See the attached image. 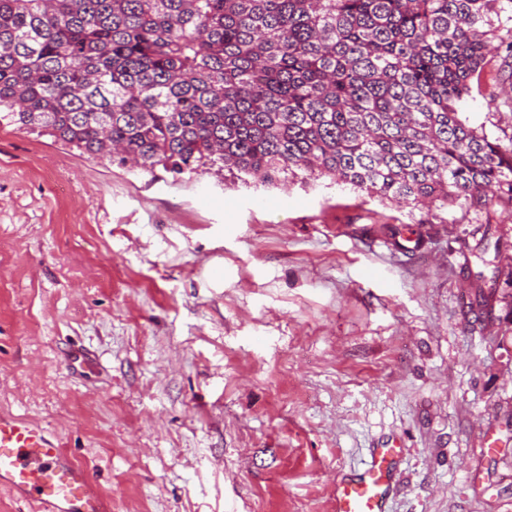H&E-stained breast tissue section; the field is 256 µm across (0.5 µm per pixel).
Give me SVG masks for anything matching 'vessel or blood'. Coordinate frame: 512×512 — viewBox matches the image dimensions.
<instances>
[{
  "mask_svg": "<svg viewBox=\"0 0 512 512\" xmlns=\"http://www.w3.org/2000/svg\"><path fill=\"white\" fill-rule=\"evenodd\" d=\"M395 446L374 449L370 464L336 484L334 512H387ZM0 487L38 512H110L89 470L32 423L0 414Z\"/></svg>",
  "mask_w": 512,
  "mask_h": 512,
  "instance_id": "1",
  "label": "vessel or blood"
}]
</instances>
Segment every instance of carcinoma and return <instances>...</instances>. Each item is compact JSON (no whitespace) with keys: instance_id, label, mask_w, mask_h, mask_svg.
<instances>
[{"instance_id":"obj_1","label":"carcinoma","mask_w":512,"mask_h":512,"mask_svg":"<svg viewBox=\"0 0 512 512\" xmlns=\"http://www.w3.org/2000/svg\"><path fill=\"white\" fill-rule=\"evenodd\" d=\"M512 0H0V126L233 184L328 178L448 223L512 203L461 118Z\"/></svg>"}]
</instances>
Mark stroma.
<instances>
[{"mask_svg": "<svg viewBox=\"0 0 512 512\" xmlns=\"http://www.w3.org/2000/svg\"><path fill=\"white\" fill-rule=\"evenodd\" d=\"M460 110L512 134L502 54ZM423 217L0 126V413L111 512H334L386 443L388 512H512V206Z\"/></svg>", "mask_w": 512, "mask_h": 512, "instance_id": "obj_1", "label": "stroma"}]
</instances>
